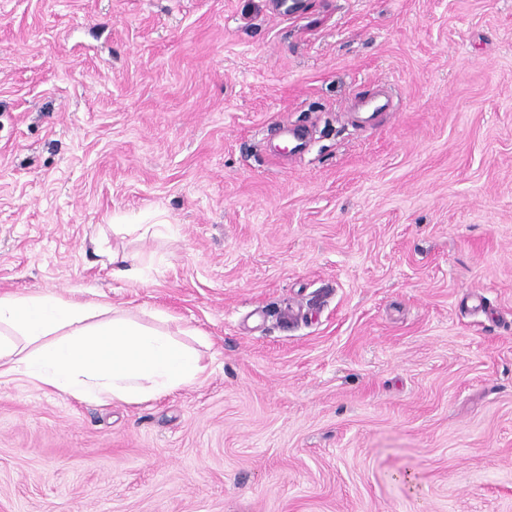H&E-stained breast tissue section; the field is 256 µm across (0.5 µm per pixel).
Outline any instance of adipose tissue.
Returning a JSON list of instances; mask_svg holds the SVG:
<instances>
[{"instance_id": "1", "label": "adipose tissue", "mask_w": 512, "mask_h": 512, "mask_svg": "<svg viewBox=\"0 0 512 512\" xmlns=\"http://www.w3.org/2000/svg\"><path fill=\"white\" fill-rule=\"evenodd\" d=\"M202 371L194 350L126 310L45 290L0 295V378L139 403L194 383Z\"/></svg>"}]
</instances>
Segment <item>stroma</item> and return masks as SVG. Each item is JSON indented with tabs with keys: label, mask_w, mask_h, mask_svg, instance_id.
<instances>
[{
	"label": "stroma",
	"mask_w": 512,
	"mask_h": 512,
	"mask_svg": "<svg viewBox=\"0 0 512 512\" xmlns=\"http://www.w3.org/2000/svg\"><path fill=\"white\" fill-rule=\"evenodd\" d=\"M279 2L0 0V295L205 367L0 379V512H512V0ZM108 261L112 263V275L124 278L130 282H140L142 270L135 265L132 258L124 253L112 250V255H107Z\"/></svg>",
	"instance_id": "stroma-1"
}]
</instances>
